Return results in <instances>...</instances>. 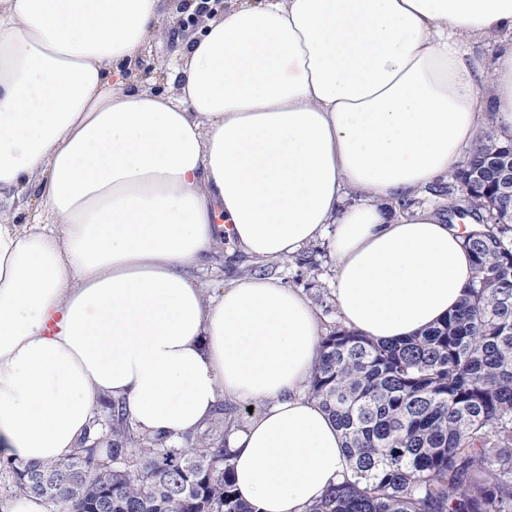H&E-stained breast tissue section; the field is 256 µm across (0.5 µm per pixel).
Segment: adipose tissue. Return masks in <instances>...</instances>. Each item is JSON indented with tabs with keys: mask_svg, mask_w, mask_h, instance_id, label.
Listing matches in <instances>:
<instances>
[{
	"mask_svg": "<svg viewBox=\"0 0 512 512\" xmlns=\"http://www.w3.org/2000/svg\"><path fill=\"white\" fill-rule=\"evenodd\" d=\"M162 18V0H0V446L65 462L104 396L171 440L218 398L260 402L236 488L305 512L348 469L305 394L318 316L270 277L205 298L191 269L222 232L264 261L330 228L349 328L397 340L446 317L471 257L403 203L485 115L512 132V0H232L166 64L171 94L127 72ZM490 36L488 62L470 45Z\"/></svg>",
	"mask_w": 512,
	"mask_h": 512,
	"instance_id": "obj_1",
	"label": "adipose tissue"
}]
</instances>
